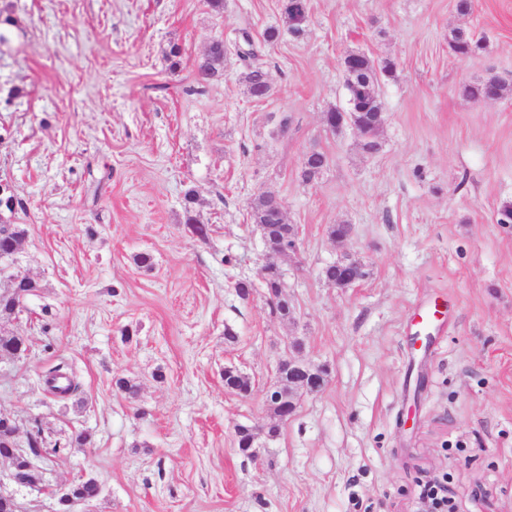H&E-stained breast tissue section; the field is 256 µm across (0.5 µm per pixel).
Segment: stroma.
Listing matches in <instances>:
<instances>
[{
	"label": "stroma",
	"instance_id": "obj_1",
	"mask_svg": "<svg viewBox=\"0 0 512 512\" xmlns=\"http://www.w3.org/2000/svg\"><path fill=\"white\" fill-rule=\"evenodd\" d=\"M456 3L308 0L294 36L282 0L220 12L207 0H0L15 29L0 47V186L20 201L0 204V224L25 229L14 271L37 284L0 320L28 338L24 355L0 357V415L20 443L38 430L60 447L35 489L9 483L0 460V489L22 512H54L56 489L89 476L101 486L91 512H417L419 483L443 476L456 512H512V91L464 92L492 74L512 84V0H473L466 15ZM456 28L485 50L455 57ZM236 29L269 74L265 101L233 51L222 78L194 82L210 42ZM351 52L393 67L374 155L324 122L347 103ZM312 148L328 165L306 182ZM260 192L298 233L276 260L289 321L261 286L271 259L249 217ZM189 210L211 225L207 241ZM334 224L351 225L346 242ZM345 257L364 276L332 287L322 269ZM241 278L256 287L245 302ZM436 301L446 321L416 343L417 311ZM293 338L326 383L244 458L234 429L268 428L265 396ZM62 362L80 388L56 396L44 380ZM231 365L251 377L250 398L225 391ZM118 377L136 395L116 391ZM81 431L93 444H74Z\"/></svg>",
	"mask_w": 512,
	"mask_h": 512
}]
</instances>
